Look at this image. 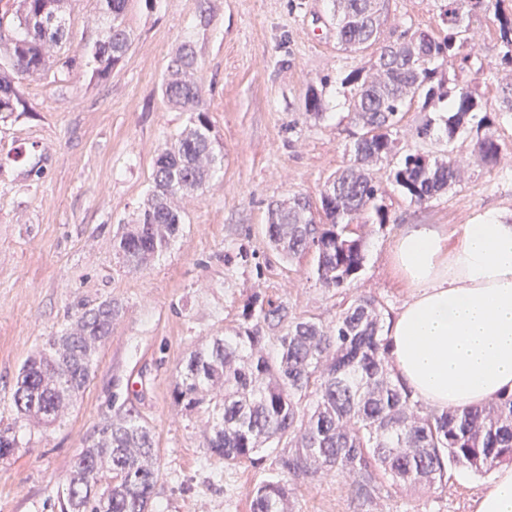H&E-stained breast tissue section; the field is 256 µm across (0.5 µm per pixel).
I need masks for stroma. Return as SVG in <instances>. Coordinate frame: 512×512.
I'll list each match as a JSON object with an SVG mask.
<instances>
[{
	"instance_id": "35a3bbf8",
	"label": "stroma",
	"mask_w": 512,
	"mask_h": 512,
	"mask_svg": "<svg viewBox=\"0 0 512 512\" xmlns=\"http://www.w3.org/2000/svg\"><path fill=\"white\" fill-rule=\"evenodd\" d=\"M443 0H388L385 40L406 30L443 36ZM73 56L102 39L97 0H70ZM123 23L131 45L108 76L81 65L69 77L22 81L25 108L0 119V428H14V455L0 458V512H58L70 466L106 419L133 407L155 433L159 482L153 512H250L249 493L271 473L228 466L202 446L205 413L172 400L180 363L206 340L228 336L253 296L284 305L294 317L326 325L353 297H376L396 313L411 297L389 256L410 224L453 230L492 212L512 213V115H497L503 158L477 163L471 138L447 145L440 128L420 138L434 114L414 103L400 122L396 155L417 149L454 150L461 182L423 204L392 182L393 162L374 176L387 213L363 216L365 261L352 287L326 289L314 258L288 259L265 234L268 205L296 195L319 206L330 176L346 166L357 127L347 109L345 76L369 69L380 47L342 51L331 0H128ZM468 64L443 62V76L465 81L484 66L481 91L496 112L512 66L501 61L497 34L478 21ZM192 42L202 109L222 146L212 179L184 199V224L171 247L138 271L117 253L122 225L131 223L152 183L154 161L192 112L170 105L163 78L170 57ZM325 113L305 110L308 88ZM43 161L46 176L26 171ZM112 299L122 313L100 349L92 379L71 413L51 426L17 417L12 400L25 359L81 310ZM485 478L449 468L446 488L410 493L384 484L381 512H474ZM293 512H355L348 482L334 474L298 487Z\"/></svg>"
}]
</instances>
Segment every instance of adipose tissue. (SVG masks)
Segmentation results:
<instances>
[{
  "instance_id": "1",
  "label": "adipose tissue",
  "mask_w": 512,
  "mask_h": 512,
  "mask_svg": "<svg viewBox=\"0 0 512 512\" xmlns=\"http://www.w3.org/2000/svg\"><path fill=\"white\" fill-rule=\"evenodd\" d=\"M408 228L390 263L413 294L391 319L390 361L428 407L479 406L512 392V214L461 227V242ZM475 512H512V466L495 472Z\"/></svg>"
}]
</instances>
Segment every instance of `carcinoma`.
<instances>
[{"label": "carcinoma", "mask_w": 512, "mask_h": 512, "mask_svg": "<svg viewBox=\"0 0 512 512\" xmlns=\"http://www.w3.org/2000/svg\"><path fill=\"white\" fill-rule=\"evenodd\" d=\"M127 0H99L98 20L106 36L84 56L106 76L129 48L123 26ZM336 36L344 50L375 44L382 26L381 0H333ZM501 0H444L446 34L403 32L379 54L373 72H350L349 109L361 133L354 137L353 162L336 171L332 195L321 198L316 216L308 198L295 196L268 211L266 235L272 247L292 259L313 253L315 274L326 288L351 286L364 262L363 236L350 224L371 209L386 222L382 192L372 169L392 154L401 112L417 99L423 107L444 103L441 117L448 142L463 129L475 132L474 155L487 166L498 163L502 146L483 112L478 68L463 85L441 91L434 82L436 61L462 57L471 46L473 19L496 25L502 60L512 64V14ZM70 40L66 0H15L0 7V117L23 104L17 83L56 69L70 73L76 56L59 51ZM194 47L183 44L169 60L163 84L166 100L196 113L192 126L176 135L155 160L153 182L136 221L118 241L125 266L138 269L169 248L183 224L180 202L202 188L217 164L210 120L202 109L195 78ZM453 150L431 159L415 151L392 171L400 190L425 203L460 179ZM118 303L105 299L84 309L19 369L13 402L20 418L51 425L62 422L88 386L95 357L120 316ZM232 336L214 337L183 362L173 399L190 412L212 414L203 447L226 466L271 460L276 474L250 491V512H291L297 485L334 473L350 481L357 512H369L386 481L406 489H437L448 468L477 474L512 464V393L480 407L436 411L412 397L388 357L385 307L359 294L325 327L312 318L288 316L283 305L249 303L246 320ZM276 348V355L268 346ZM18 447L16 434L0 431V458ZM159 481L155 434L130 407L108 419L75 456L59 512H152Z\"/></svg>", "instance_id": "carcinoma-1"}]
</instances>
